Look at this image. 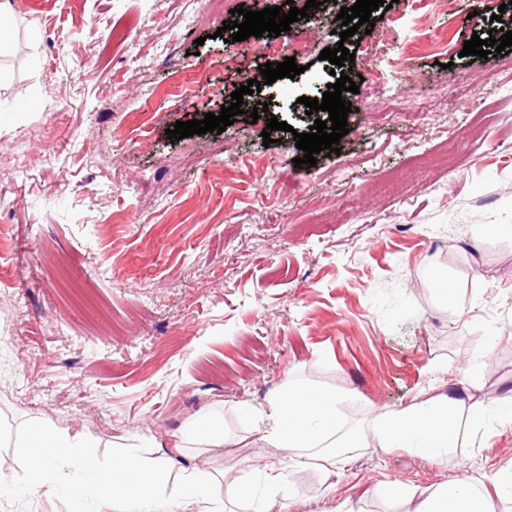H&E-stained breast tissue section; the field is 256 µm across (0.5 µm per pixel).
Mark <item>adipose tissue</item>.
<instances>
[{
  "label": "adipose tissue",
  "instance_id": "adipose-tissue-1",
  "mask_svg": "<svg viewBox=\"0 0 512 512\" xmlns=\"http://www.w3.org/2000/svg\"><path fill=\"white\" fill-rule=\"evenodd\" d=\"M337 402L334 394L292 383L273 396L266 408L253 412L264 439L287 449L288 458L270 462L262 470L267 493L249 497L251 512H273L288 470L304 465L311 449H330V456L324 459L329 473L346 469L356 449L374 442L387 448L416 445L424 459L437 464L458 436L459 416H466L471 427L481 424L477 408H464L459 398L444 395L380 411L362 428L351 429L338 417ZM91 446V440L71 438L49 425L31 429L24 444L31 459L25 481L28 492L55 493L64 471L80 464L94 472L113 512H215L223 499L247 497L248 486L240 478L193 469L184 472L175 497L166 501L161 486L173 458L144 462L133 456H116L101 470L89 453ZM406 498L415 502V512H497L495 500L483 492L476 478L436 491L416 488L408 491Z\"/></svg>",
  "mask_w": 512,
  "mask_h": 512
}]
</instances>
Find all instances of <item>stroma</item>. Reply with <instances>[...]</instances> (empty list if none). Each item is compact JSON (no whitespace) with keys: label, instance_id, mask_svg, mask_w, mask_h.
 Returning a JSON list of instances; mask_svg holds the SVG:
<instances>
[{"label":"stroma","instance_id":"obj_1","mask_svg":"<svg viewBox=\"0 0 512 512\" xmlns=\"http://www.w3.org/2000/svg\"><path fill=\"white\" fill-rule=\"evenodd\" d=\"M0 50V512H108L85 477L25 494L18 443L50 423L123 449L167 455L224 409L226 444L189 445L165 476L224 471L263 491L282 458L235 404L266 406L288 378L342 396L346 426L455 394L484 425L440 464L411 448L360 449L327 479L318 458L290 473L287 512H406L385 490L436 489L512 464V68L462 55L512 5L397 0L371 34L340 40L341 8L300 19L304 71L258 101L288 131L236 116L222 133L171 141L175 122L230 104L269 37L227 43L201 0H7ZM354 53L359 91L336 155L295 167L294 133L314 116L300 97L335 83L324 48ZM384 77L389 92L375 79ZM455 302L436 294L439 279ZM494 336L491 359L480 346ZM474 368L460 386L455 372Z\"/></svg>","mask_w":512,"mask_h":512}]
</instances>
